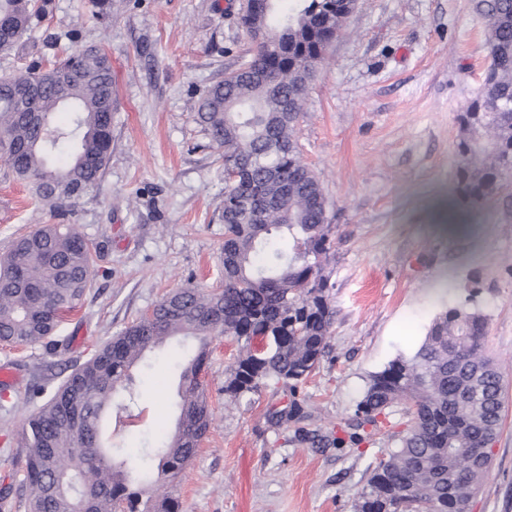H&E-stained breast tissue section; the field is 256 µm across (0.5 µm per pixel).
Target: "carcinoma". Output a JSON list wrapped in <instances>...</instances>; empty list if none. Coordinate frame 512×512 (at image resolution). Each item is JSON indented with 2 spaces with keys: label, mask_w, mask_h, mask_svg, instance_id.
I'll return each mask as SVG.
<instances>
[{
  "label": "carcinoma",
  "mask_w": 512,
  "mask_h": 512,
  "mask_svg": "<svg viewBox=\"0 0 512 512\" xmlns=\"http://www.w3.org/2000/svg\"><path fill=\"white\" fill-rule=\"evenodd\" d=\"M272 0L246 12L250 33L266 32L252 59L213 84L198 120L237 172L224 186L218 290L191 283L156 305L153 319L124 328L75 369L21 429L28 512H179L163 490L197 454L211 412L201 379L210 343L240 347L226 370L224 396L238 401L269 382L288 384V417L301 414L300 386L329 347L334 310L326 274L333 248L328 200L303 162L295 130L308 86L342 29L336 0ZM489 65L480 94L461 116L458 200L475 208L512 179V0H485ZM39 0H0V52L7 54L43 11ZM39 92L17 101V88ZM112 68L99 46L67 53L46 70L0 77V163L51 208L96 187L112 149ZM66 96L70 105L59 103ZM98 273L75 224H42L0 259V342L42 343L74 311ZM486 319L452 306L433 321L411 358L371 376L344 422L358 445L367 424L406 404L397 447L359 493L355 512H467L488 476L503 412V380L485 345ZM176 339L197 342L188 361L167 352L179 372L177 423L155 449L135 454L112 439V408L132 416L141 380L132 369ZM80 392L74 412L71 393Z\"/></svg>",
  "instance_id": "obj_1"
}]
</instances>
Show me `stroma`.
I'll use <instances>...</instances> for the list:
<instances>
[{
  "instance_id": "stroma-1",
  "label": "stroma",
  "mask_w": 512,
  "mask_h": 512,
  "mask_svg": "<svg viewBox=\"0 0 512 512\" xmlns=\"http://www.w3.org/2000/svg\"><path fill=\"white\" fill-rule=\"evenodd\" d=\"M241 4L123 0L104 17L91 0H47L29 34L0 55L3 76L100 45L115 89L110 161L74 216L100 249V271L50 343L0 345V367L18 376L0 384V498L10 512H27L13 439L39 406L24 388L39 380L55 390L169 292L220 283L224 169L197 106L253 54ZM488 32L481 0H358L308 87L296 129L334 227L328 352L299 390L300 418L287 420L284 385L225 399L238 344L213 340L202 373L210 428L169 485L179 512H354L397 445L404 407L357 447L330 445L337 424L353 415L371 375L413 355L435 317L462 303L485 316V345L504 386L490 471L469 512H512V181L475 211L454 194L459 116L482 89ZM53 221L50 207L1 167L0 254ZM177 387L167 363L154 361L139 417L117 427L114 440L149 448L172 433Z\"/></svg>"
}]
</instances>
